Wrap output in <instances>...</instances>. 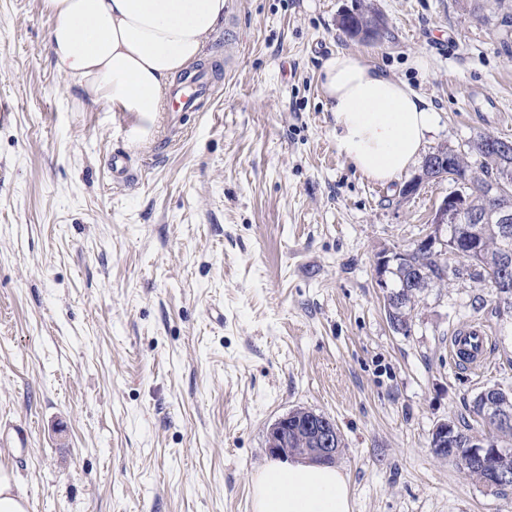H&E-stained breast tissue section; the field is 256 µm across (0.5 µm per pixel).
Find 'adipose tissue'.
<instances>
[{
	"label": "adipose tissue",
	"mask_w": 512,
	"mask_h": 512,
	"mask_svg": "<svg viewBox=\"0 0 512 512\" xmlns=\"http://www.w3.org/2000/svg\"><path fill=\"white\" fill-rule=\"evenodd\" d=\"M229 0H39L53 26L59 74L94 102L148 118L177 74L199 61ZM336 147L370 180L391 183L421 158L436 130L432 106L376 65L338 52L320 69ZM253 512H351L340 468L268 461L251 481Z\"/></svg>",
	"instance_id": "1"
}]
</instances>
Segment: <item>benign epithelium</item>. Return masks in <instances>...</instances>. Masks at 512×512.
Here are the masks:
<instances>
[{"mask_svg": "<svg viewBox=\"0 0 512 512\" xmlns=\"http://www.w3.org/2000/svg\"><path fill=\"white\" fill-rule=\"evenodd\" d=\"M451 153L436 151L428 154L422 165V173L404 186L405 195L410 196L417 192L423 181L439 179L447 175ZM470 183H456V188L437 207L431 223V230L420 241V246L433 252L444 254L448 252V240L443 238V232L450 224H482L487 218L503 225L505 234L512 233V208L503 206L493 209L490 214L474 212L470 208ZM405 253L395 251L380 257L376 263L377 283L384 291H389L387 271L391 265L402 262ZM288 416L277 419L267 431V447L271 454L288 457H303L316 462L331 464L336 459V449L332 448V435L326 430H313L303 439L305 447H293L294 441L288 437L283 425ZM453 423L446 420L439 422L432 432L430 447L432 453L441 458H457L461 449H448V438L452 437ZM466 455L470 458L485 460L493 465V477L490 485L497 486L512 480V471L508 470L505 461L499 459L501 450L488 437H478L469 443Z\"/></svg>", "mask_w": 512, "mask_h": 512, "instance_id": "obj_1", "label": "benign epithelium"}]
</instances>
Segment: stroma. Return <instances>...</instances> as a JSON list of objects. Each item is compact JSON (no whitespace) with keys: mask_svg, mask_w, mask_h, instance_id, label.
I'll use <instances>...</instances> for the list:
<instances>
[{"mask_svg":"<svg viewBox=\"0 0 512 512\" xmlns=\"http://www.w3.org/2000/svg\"><path fill=\"white\" fill-rule=\"evenodd\" d=\"M367 2L387 23L369 43L336 25L355 0H231L197 63L223 70L207 111L134 141L140 116L56 71L39 0H0V419L31 427L0 466L30 512H252L267 429L298 408L339 427L352 512H512L430 450L440 421L481 433L474 398L512 386V309L452 256L391 327L376 262L454 185L366 179L319 86L333 53L377 65L433 105L429 150L479 166L477 136L512 141V0ZM471 321L491 330L480 371L448 353Z\"/></svg>","mask_w":512,"mask_h":512,"instance_id":"stroma-1","label":"stroma"}]
</instances>
